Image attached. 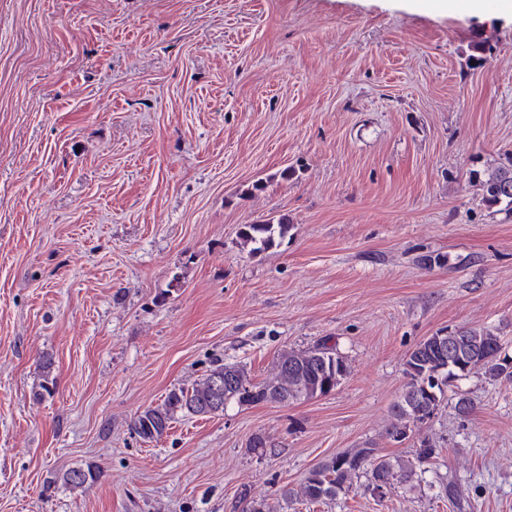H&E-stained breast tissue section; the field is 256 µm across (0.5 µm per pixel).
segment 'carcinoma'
I'll use <instances>...</instances> for the list:
<instances>
[{
  "instance_id": "carcinoma-1",
  "label": "carcinoma",
  "mask_w": 512,
  "mask_h": 512,
  "mask_svg": "<svg viewBox=\"0 0 512 512\" xmlns=\"http://www.w3.org/2000/svg\"><path fill=\"white\" fill-rule=\"evenodd\" d=\"M483 201L490 207L503 204L512 210V166H503L478 175ZM286 216L261 224H243L238 236L250 246V254L264 252L277 246L288 234ZM448 346L455 355L447 358L434 337L418 343L407 355L404 373L408 382L392 413L395 422L388 435H407L410 424L430 420L446 397L450 383L468 376L474 370L482 371L495 380L512 384V372L504 370L494 354L503 350L501 337L491 329L462 328L448 332ZM54 362L44 356L39 369L42 382L36 395L51 394ZM443 368L441 385L434 386L438 401L427 395L423 384H428ZM349 364L336 347L327 344L306 349H284L276 358L271 379L255 381L246 366L226 364L217 360L206 374L190 388H175L155 407L140 412L133 421V432L143 441L160 439L177 415L211 417L224 412L230 402L239 405L289 404L324 396L335 390L349 374ZM439 451L427 439L410 460L391 461L376 448H353L318 464L306 477L300 489L284 488L281 496L288 500L301 499L315 503L334 499L350 488L352 477L367 476L368 481L388 479L398 483L410 482L428 472L438 458ZM100 471L88 464L73 467L62 474L63 483L79 489L98 479Z\"/></svg>"
}]
</instances>
